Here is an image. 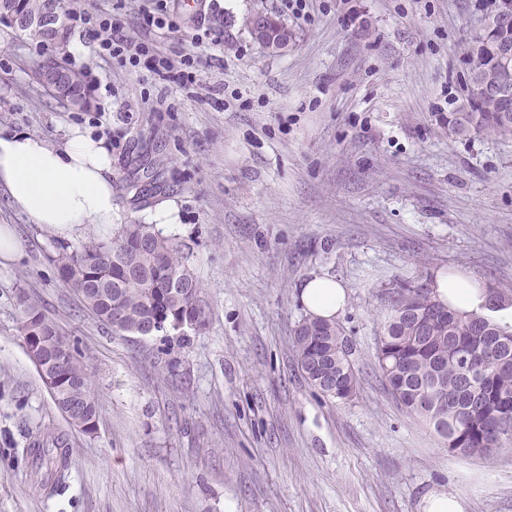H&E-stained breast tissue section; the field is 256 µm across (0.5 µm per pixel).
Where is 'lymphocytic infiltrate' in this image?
<instances>
[{
    "label": "lymphocytic infiltrate",
    "mask_w": 512,
    "mask_h": 512,
    "mask_svg": "<svg viewBox=\"0 0 512 512\" xmlns=\"http://www.w3.org/2000/svg\"><path fill=\"white\" fill-rule=\"evenodd\" d=\"M177 8V0H143L139 9V25L144 36L140 39L128 35L118 15L104 9H75L68 13L67 18L71 27L89 25L94 28L98 59L105 62L116 59L146 70L159 80L184 87L196 83L200 77L198 48L212 49L224 41L223 29L213 24L214 19L223 16L224 7L220 0H208L206 17L192 36L191 50L181 52L179 61L175 62L158 46L155 37L180 30Z\"/></svg>",
    "instance_id": "1"
}]
</instances>
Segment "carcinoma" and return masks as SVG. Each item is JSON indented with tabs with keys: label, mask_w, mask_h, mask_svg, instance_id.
<instances>
[{
	"label": "carcinoma",
	"mask_w": 512,
	"mask_h": 512,
	"mask_svg": "<svg viewBox=\"0 0 512 512\" xmlns=\"http://www.w3.org/2000/svg\"><path fill=\"white\" fill-rule=\"evenodd\" d=\"M504 30L482 29L464 49L467 108L448 113V132L484 133L512 140V112L488 107L477 92L489 74L501 73L497 47ZM61 281L115 335L145 322L206 326L202 285L185 263L181 245L145 223L122 224L108 239L68 246L54 259ZM432 276L397 281L384 289V320L376 349L380 378L407 412L431 425L448 448L466 456H490L512 443V325L495 313L512 306V286L489 284L494 304L462 313L440 303ZM27 352L39 359L42 377L55 378L53 399L77 427L98 418L87 361L58 326L33 303L24 304L18 325ZM170 364L178 362L188 335L163 337ZM298 363L307 382L325 397L349 401L359 389L352 348L336 321L303 318L293 332ZM23 449L33 464L46 466L41 483L52 496L66 486L70 449L45 426L29 431Z\"/></svg>",
	"instance_id": "obj_1"
}]
</instances>
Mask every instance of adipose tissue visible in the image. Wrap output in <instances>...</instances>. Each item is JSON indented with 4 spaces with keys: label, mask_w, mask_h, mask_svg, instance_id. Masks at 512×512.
Instances as JSON below:
<instances>
[{
    "label": "adipose tissue",
    "mask_w": 512,
    "mask_h": 512,
    "mask_svg": "<svg viewBox=\"0 0 512 512\" xmlns=\"http://www.w3.org/2000/svg\"><path fill=\"white\" fill-rule=\"evenodd\" d=\"M0 187L32 223L73 238L86 227L111 229L117 208L112 191V151L90 130L71 129L63 142L32 134H0ZM437 298L462 311L483 310L485 291L465 274L434 276ZM299 297L308 316L336 319L347 291L327 273L303 282Z\"/></svg>",
    "instance_id": "1"
}]
</instances>
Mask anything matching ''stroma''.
Listing matches in <instances>:
<instances>
[{
	"mask_svg": "<svg viewBox=\"0 0 512 512\" xmlns=\"http://www.w3.org/2000/svg\"><path fill=\"white\" fill-rule=\"evenodd\" d=\"M258 13L288 26V49L254 39ZM480 27L475 0H311L303 17L279 0H224V46L187 92L99 67L92 33L48 44L0 20V131L102 136L116 223L176 238L209 311L168 370L158 338L100 325L58 276L65 239L0 190L17 241L0 265V512H419L435 487L465 512H512V449L448 450L375 360L383 286L423 270L512 284V140L448 132ZM51 55L83 67L88 108L36 82ZM133 179L151 204L133 200ZM318 272L348 293L340 323L361 385L346 402L307 383L292 343L298 289ZM23 294L88 360L95 434L64 419L28 357ZM48 424L72 450L53 497L22 453Z\"/></svg>",
	"mask_w": 512,
	"mask_h": 512,
	"instance_id": "stroma-1",
	"label": "stroma"
}]
</instances>
